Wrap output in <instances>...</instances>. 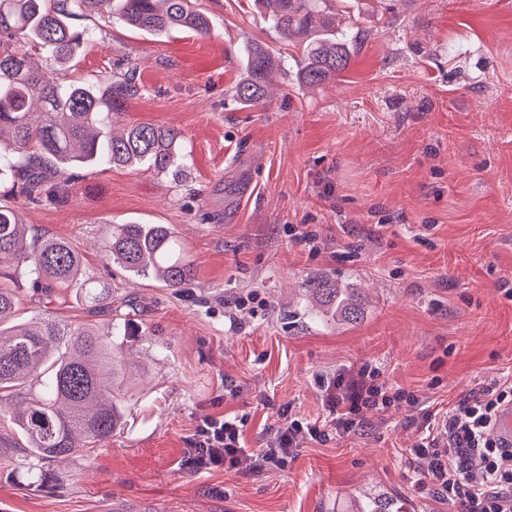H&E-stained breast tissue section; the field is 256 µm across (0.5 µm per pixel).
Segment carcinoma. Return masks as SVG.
Instances as JSON below:
<instances>
[{"instance_id":"carcinoma-1","label":"carcinoma","mask_w":512,"mask_h":512,"mask_svg":"<svg viewBox=\"0 0 512 512\" xmlns=\"http://www.w3.org/2000/svg\"><path fill=\"white\" fill-rule=\"evenodd\" d=\"M0 0V427L8 425L20 464H41L78 452L74 439L91 451L112 439L122 410L112 388L124 380L122 360L112 337L128 332L130 313L119 304L116 320L104 334L93 324H64L41 317L17 324L21 299L11 284L22 277L47 297L73 290L90 305L112 295L108 283L86 273L84 259L69 241L34 236L12 201L59 203L72 200L71 185L54 181L65 170L85 167L144 166L175 182L182 180L185 155L181 132L170 127L114 124L128 100L142 92L137 65L122 76L58 81L43 71L42 61L62 70L76 51L95 41L92 29H75L73 17L122 22L151 35L171 31L205 37L210 19L196 0ZM276 6L272 27L303 45L301 80L323 85L350 63L352 31L332 30L321 0H269ZM280 57L267 45L246 47L245 71L234 88L246 107L266 102L271 72ZM41 103L39 118L30 112ZM104 256L127 272L177 288L192 280L194 264L169 224H112ZM313 311L346 322L363 314L357 289L328 276L307 281ZM357 512H389L394 500L376 492L357 495Z\"/></svg>"}]
</instances>
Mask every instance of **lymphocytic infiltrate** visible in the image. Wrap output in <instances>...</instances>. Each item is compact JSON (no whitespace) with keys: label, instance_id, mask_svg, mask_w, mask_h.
I'll use <instances>...</instances> for the list:
<instances>
[{"label":"lymphocytic infiltrate","instance_id":"obj_1","mask_svg":"<svg viewBox=\"0 0 512 512\" xmlns=\"http://www.w3.org/2000/svg\"><path fill=\"white\" fill-rule=\"evenodd\" d=\"M316 383L328 410L325 418H298L281 410L265 448L255 459L280 467L312 442L345 437L362 423L364 411H383L407 399L405 390L383 381L379 368L362 366L320 375ZM512 404V381H496L453 406L422 409V435L410 450L416 475L411 486L431 488L455 512H512V447L504 448L490 431L499 408ZM243 422L230 415H207L184 451L186 464L197 471L236 466L246 456Z\"/></svg>","mask_w":512,"mask_h":512}]
</instances>
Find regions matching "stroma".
Here are the masks:
<instances>
[{"label":"stroma","instance_id":"obj_1","mask_svg":"<svg viewBox=\"0 0 512 512\" xmlns=\"http://www.w3.org/2000/svg\"><path fill=\"white\" fill-rule=\"evenodd\" d=\"M200 4L205 38L74 22L98 34L67 78L136 59L144 92L124 118L179 130L187 177L89 167L69 204L24 206L33 234L72 242L113 304L138 311L134 335L114 339L127 379L112 392L118 434L39 473L0 450V512H100L116 496L173 512H336L365 488L405 512H453L410 488L420 432L405 403L281 469L193 474L183 450L203 416L230 414L259 452L281 405L325 416L315 378L345 367L375 365L434 408L512 379V0H327L336 28L360 34L349 69L316 91L267 9ZM253 40L285 59L260 110L233 99ZM126 223L172 225L194 279L170 288L107 263V227ZM292 226L315 232V246L293 241ZM321 273L358 290L360 322L310 313L305 283ZM17 288L20 319L110 329L75 295L49 303L28 281Z\"/></svg>","mask_w":512,"mask_h":512}]
</instances>
